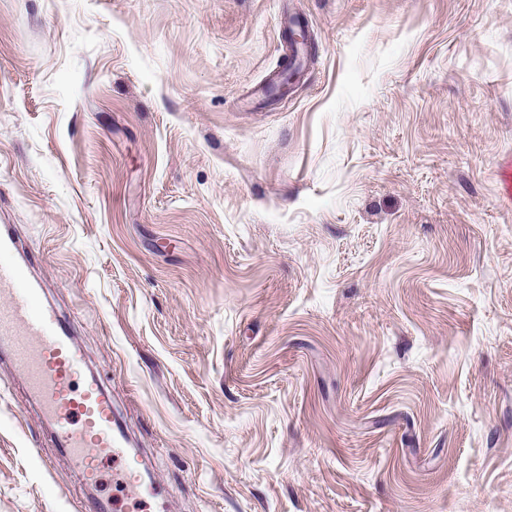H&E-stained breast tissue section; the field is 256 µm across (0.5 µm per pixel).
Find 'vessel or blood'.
I'll return each mask as SVG.
<instances>
[{
	"label": "vessel or blood",
	"instance_id": "vessel-or-blood-1",
	"mask_svg": "<svg viewBox=\"0 0 512 512\" xmlns=\"http://www.w3.org/2000/svg\"><path fill=\"white\" fill-rule=\"evenodd\" d=\"M31 267L10 228H0V359L22 371L59 448L81 461L83 479L92 485L104 460L129 469L137 459L111 394L96 384L77 385L82 352L69 324L42 303Z\"/></svg>",
	"mask_w": 512,
	"mask_h": 512
}]
</instances>
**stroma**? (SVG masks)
Instances as JSON below:
<instances>
[{
    "label": "stroma",
    "mask_w": 512,
    "mask_h": 512,
    "mask_svg": "<svg viewBox=\"0 0 512 512\" xmlns=\"http://www.w3.org/2000/svg\"><path fill=\"white\" fill-rule=\"evenodd\" d=\"M509 160L512 0H0V212L152 512H512ZM113 474L0 361V512Z\"/></svg>",
    "instance_id": "stroma-1"
}]
</instances>
